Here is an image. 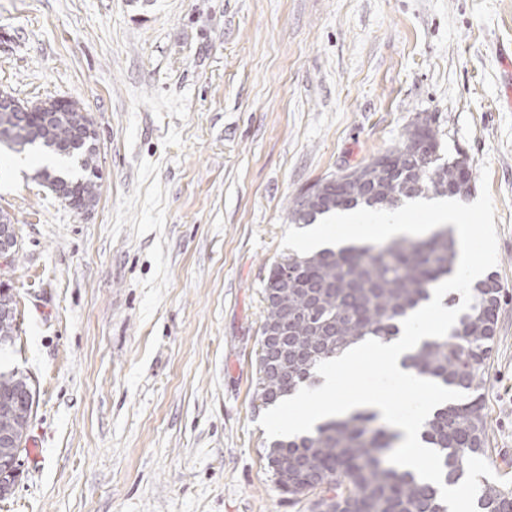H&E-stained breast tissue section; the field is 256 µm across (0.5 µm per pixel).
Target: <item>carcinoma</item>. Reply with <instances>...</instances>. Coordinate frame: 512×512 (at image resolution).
<instances>
[{
    "mask_svg": "<svg viewBox=\"0 0 512 512\" xmlns=\"http://www.w3.org/2000/svg\"><path fill=\"white\" fill-rule=\"evenodd\" d=\"M84 108L69 101L68 112L46 119L31 112L22 119L0 115V135L17 152L40 149L66 158L64 169L43 168L40 182L54 179L74 186L84 200L97 202L100 189L98 143L79 133ZM416 139L429 142L430 155L419 162L408 150ZM463 196L456 160L441 161L440 141L431 123H412L401 141L366 165L351 171L344 185L328 182L320 202L298 194L289 207L294 224H312L333 210L392 208L404 199L428 194ZM456 241L441 228L421 241L393 240L379 246L322 249L288 255V266L275 263L263 286L266 302L258 355L257 398L268 406L314 377L317 365L370 337L385 341L399 333L397 322L430 298L431 289L453 271ZM502 288L490 275L477 284L473 304L455 330L424 341L408 357L417 375L445 387L474 393L464 403L439 408L423 433L438 450L445 481L456 483L471 456L486 452L488 435L478 391L486 382L493 351ZM30 378L0 369V400L24 394ZM401 434L378 422L377 413L357 411L329 419L309 435L280 437L266 459L281 493L290 498L313 494L316 512H448L438 490L416 481L388 461ZM481 512H512V490L485 483Z\"/></svg>",
    "mask_w": 512,
    "mask_h": 512,
    "instance_id": "obj_1",
    "label": "carcinoma"
}]
</instances>
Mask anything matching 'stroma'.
Here are the masks:
<instances>
[{
  "mask_svg": "<svg viewBox=\"0 0 512 512\" xmlns=\"http://www.w3.org/2000/svg\"><path fill=\"white\" fill-rule=\"evenodd\" d=\"M512 0H0V90L79 99L100 195L80 214L0 152L30 447L0 512H311L277 487L255 397L263 284L299 190L428 117L488 167L504 288L481 390L512 479Z\"/></svg>",
  "mask_w": 512,
  "mask_h": 512,
  "instance_id": "obj_1",
  "label": "stroma"
}]
</instances>
